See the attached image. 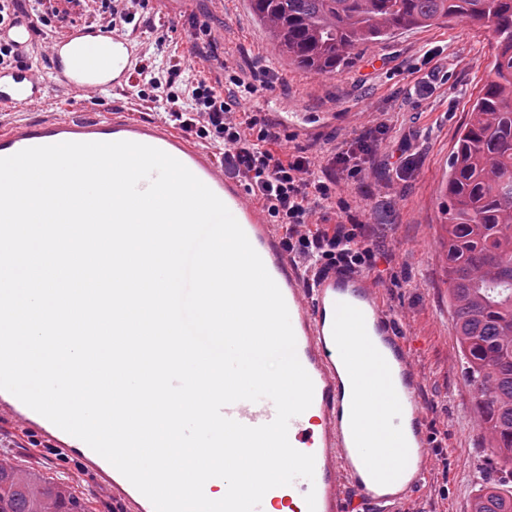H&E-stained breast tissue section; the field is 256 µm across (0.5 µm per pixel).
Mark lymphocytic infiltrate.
Listing matches in <instances>:
<instances>
[{
  "instance_id": "1",
  "label": "lymphocytic infiltrate",
  "mask_w": 512,
  "mask_h": 512,
  "mask_svg": "<svg viewBox=\"0 0 512 512\" xmlns=\"http://www.w3.org/2000/svg\"><path fill=\"white\" fill-rule=\"evenodd\" d=\"M145 5L146 0H29V14L46 38L56 37L53 22L65 7L79 9L88 24L128 34L140 28ZM150 34L135 69L133 97L155 104L173 127L217 149L225 173L245 185L306 266L371 270L380 246L348 215L336 180L314 173L304 151H283L281 129L242 109L244 102L274 90L277 77L256 79L228 70L223 84H211L172 46L168 28L158 24ZM333 209L345 211L346 219L328 222Z\"/></svg>"
}]
</instances>
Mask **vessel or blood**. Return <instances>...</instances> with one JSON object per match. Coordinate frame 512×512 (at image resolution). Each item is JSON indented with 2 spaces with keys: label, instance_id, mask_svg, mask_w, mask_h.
Returning a JSON list of instances; mask_svg holds the SVG:
<instances>
[{
  "label": "vessel or blood",
  "instance_id": "vessel-or-blood-1",
  "mask_svg": "<svg viewBox=\"0 0 512 512\" xmlns=\"http://www.w3.org/2000/svg\"><path fill=\"white\" fill-rule=\"evenodd\" d=\"M0 35L22 52L36 41L24 17ZM134 68L130 38L100 27L72 29L53 42L48 73L0 65V106L29 108L56 88L97 93L124 87ZM122 140L176 158L224 202L289 310L296 354L313 381L314 398L290 420L288 438L296 450L314 455L315 477L269 490L258 512H398L428 480L431 432L411 344L370 276L333 266L303 274L284 235L243 184L225 177L212 151L161 121L134 118L119 108L94 118L28 119L0 127V158L32 146ZM223 413L254 427L273 421L276 408L264 398L229 404ZM62 442L111 487L119 512H154L151 502L82 440L67 433ZM310 492L316 496L312 511L304 504Z\"/></svg>",
  "mask_w": 512,
  "mask_h": 512
}]
</instances>
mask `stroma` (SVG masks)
I'll return each instance as SVG.
<instances>
[{
	"label": "stroma",
	"instance_id": "obj_1",
	"mask_svg": "<svg viewBox=\"0 0 512 512\" xmlns=\"http://www.w3.org/2000/svg\"><path fill=\"white\" fill-rule=\"evenodd\" d=\"M143 16L166 18L179 48H196L189 63L210 81H223L228 67L259 76L274 69L281 88L246 103L245 111L318 114L309 130L289 133L282 148H306L316 169L339 178L342 199L383 241L370 275L413 342L435 446L431 479L406 512H470L485 485L512 486V475L499 468L482 438L478 396L465 381L448 311L442 229L448 157L492 59L489 32L457 22L400 30L360 46L352 63L335 74L318 75L279 55L250 0H148ZM429 50L434 56L428 60ZM50 99L71 116L120 105L136 118L161 117L123 90L94 99L54 92ZM374 127V162L358 177L341 176L333 160L336 145ZM402 147L410 167L399 176L388 160ZM48 435L43 425L0 411V456L69 486L89 512H113L110 487L80 460L48 451Z\"/></svg>",
	"mask_w": 512,
	"mask_h": 512
}]
</instances>
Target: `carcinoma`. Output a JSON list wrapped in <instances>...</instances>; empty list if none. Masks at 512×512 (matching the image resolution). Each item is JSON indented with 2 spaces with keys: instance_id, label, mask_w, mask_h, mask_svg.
I'll return each instance as SVG.
<instances>
[{
  "instance_id": "1",
  "label": "carcinoma",
  "mask_w": 512,
  "mask_h": 512,
  "mask_svg": "<svg viewBox=\"0 0 512 512\" xmlns=\"http://www.w3.org/2000/svg\"><path fill=\"white\" fill-rule=\"evenodd\" d=\"M286 59L331 74L354 50L401 29L459 21L495 38L493 60L448 159L443 209L448 306L479 421L512 473V0H251ZM0 512H85L65 485L0 458ZM471 512H512V488L490 485Z\"/></svg>"
}]
</instances>
